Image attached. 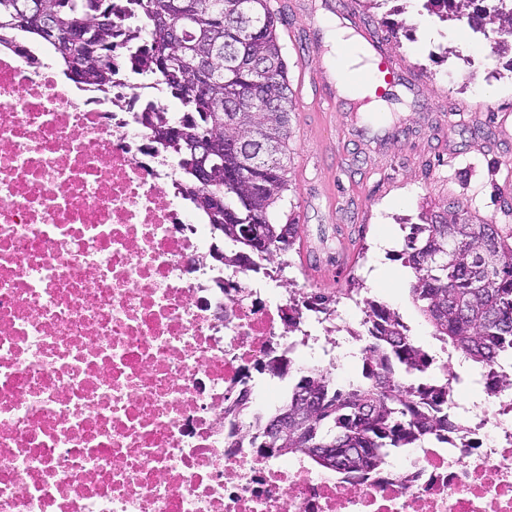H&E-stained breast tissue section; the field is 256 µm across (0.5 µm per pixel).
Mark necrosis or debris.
<instances>
[{"instance_id":"necrosis-or-debris-1","label":"necrosis or debris","mask_w":512,"mask_h":512,"mask_svg":"<svg viewBox=\"0 0 512 512\" xmlns=\"http://www.w3.org/2000/svg\"><path fill=\"white\" fill-rule=\"evenodd\" d=\"M112 25L108 89L60 83L37 45L0 51V512H512V393L355 478L250 448L225 398L276 405L250 376L289 349L288 305L213 261L137 118L167 103L130 58V0Z\"/></svg>"}]
</instances>
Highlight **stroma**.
Returning a JSON list of instances; mask_svg holds the SVG:
<instances>
[{
	"label": "stroma",
	"instance_id": "1",
	"mask_svg": "<svg viewBox=\"0 0 512 512\" xmlns=\"http://www.w3.org/2000/svg\"><path fill=\"white\" fill-rule=\"evenodd\" d=\"M279 19L293 94L289 189L282 212L300 235L280 294L334 295L335 323L358 327L366 301L392 305L429 350L438 344L411 303L400 257L405 225L423 209L462 200L471 218L512 224V48L492 52L482 34L463 42L421 0H269ZM381 36L406 79L379 113L338 101L330 22ZM363 280L350 289L349 277Z\"/></svg>",
	"mask_w": 512,
	"mask_h": 512
}]
</instances>
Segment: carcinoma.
Instances as JSON below:
<instances>
[{"instance_id": "carcinoma-1", "label": "carcinoma", "mask_w": 512, "mask_h": 512, "mask_svg": "<svg viewBox=\"0 0 512 512\" xmlns=\"http://www.w3.org/2000/svg\"><path fill=\"white\" fill-rule=\"evenodd\" d=\"M42 11L22 15L23 0H0L2 38L21 31L54 49L63 72H81V83L112 87V0H41ZM493 13L473 26L512 37V0H494ZM475 0H425L441 4L448 21ZM144 32L132 60L165 81L190 125L184 137L164 147L175 154L186 179L196 181L203 164L224 161L222 175L189 198L212 233L235 247L224 267L251 268L259 260L288 266L298 224L279 223L274 210L288 191L286 154L291 91L288 66L268 0H135ZM100 27L98 38L69 36L74 21ZM495 28L487 29L488 24ZM154 134L174 123L162 110L141 113ZM224 196V209L211 196ZM409 225L401 256L412 278L408 295L448 355L481 370L488 395L512 387L501 358L512 354V225L472 224L463 204L427 209ZM336 300L320 292L288 296V333L300 331L302 310L336 313ZM364 324L377 334L360 348L361 376L336 382L322 368L297 372L273 416H288V433L274 438L268 422H247L250 447L281 448L339 472L362 473L389 457L391 448H413L461 429L448 414L452 382L423 376L435 358L410 334L396 309L366 301Z\"/></svg>"}]
</instances>
